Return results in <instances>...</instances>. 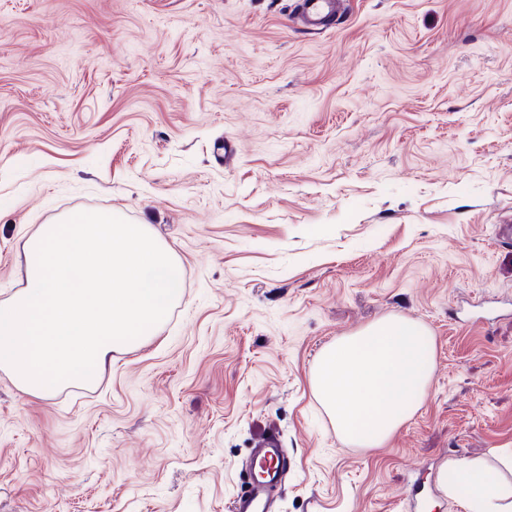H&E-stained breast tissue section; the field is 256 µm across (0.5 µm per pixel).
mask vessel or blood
<instances>
[{"mask_svg":"<svg viewBox=\"0 0 512 512\" xmlns=\"http://www.w3.org/2000/svg\"><path fill=\"white\" fill-rule=\"evenodd\" d=\"M346 0H300V16L308 31L329 30L343 15ZM253 458L262 461L259 474L250 476L244 490L233 500L230 512H272L271 492L288 471V457L277 433H270L257 442Z\"/></svg>","mask_w":512,"mask_h":512,"instance_id":"obj_1","label":"vessel or blood"}]
</instances>
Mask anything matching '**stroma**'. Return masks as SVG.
<instances>
[{"label": "stroma", "instance_id": "1", "mask_svg": "<svg viewBox=\"0 0 512 512\" xmlns=\"http://www.w3.org/2000/svg\"><path fill=\"white\" fill-rule=\"evenodd\" d=\"M297 12L0 0V304L78 209L149 225L184 273L92 383L0 368V512H227L271 431L274 512H468L439 470L512 448V0H351L319 37ZM392 314L434 335L431 387L353 448L311 371Z\"/></svg>", "mask_w": 512, "mask_h": 512}]
</instances>
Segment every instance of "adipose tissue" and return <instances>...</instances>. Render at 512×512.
Listing matches in <instances>:
<instances>
[{
    "mask_svg": "<svg viewBox=\"0 0 512 512\" xmlns=\"http://www.w3.org/2000/svg\"><path fill=\"white\" fill-rule=\"evenodd\" d=\"M442 482L453 496H463L469 512H512V482L481 460H453Z\"/></svg>",
    "mask_w": 512,
    "mask_h": 512,
    "instance_id": "adipose-tissue-1",
    "label": "adipose tissue"
}]
</instances>
